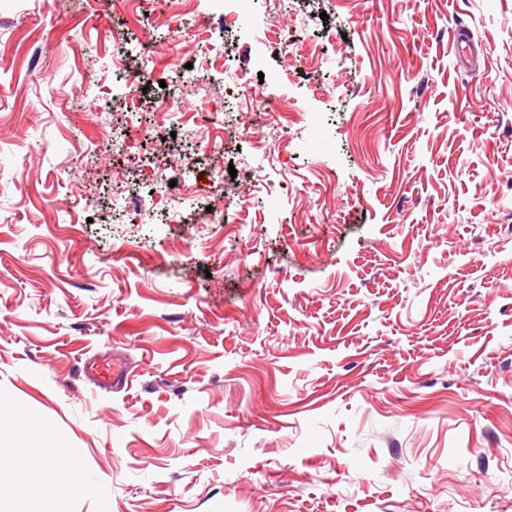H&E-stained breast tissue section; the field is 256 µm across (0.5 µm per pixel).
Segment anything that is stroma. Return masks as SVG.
<instances>
[{"label": "stroma", "mask_w": 512, "mask_h": 512, "mask_svg": "<svg viewBox=\"0 0 512 512\" xmlns=\"http://www.w3.org/2000/svg\"><path fill=\"white\" fill-rule=\"evenodd\" d=\"M224 3L0 0V444L67 451L0 512H512V0ZM159 152L185 221L131 222ZM195 71V69H186L180 64L172 69L171 74L161 77L168 87V94L154 103L156 110L161 112H181L182 98L180 94L183 92L185 84L190 81H198L200 78L198 72ZM239 103L247 108L260 119L265 114L271 112L275 106L274 95L266 94L260 89H256L246 83H241L238 87L237 97ZM113 204L122 209V211L133 217L136 222L142 223L145 221L147 210L153 211L152 207L146 204L145 199L140 195L126 193L125 191L118 190L117 195L113 197ZM83 373L100 386L128 387L132 372L120 358L101 354L83 362Z\"/></svg>", "instance_id": "stroma-1"}]
</instances>
